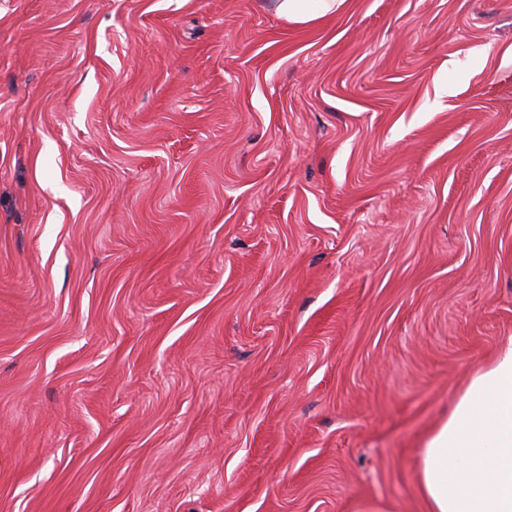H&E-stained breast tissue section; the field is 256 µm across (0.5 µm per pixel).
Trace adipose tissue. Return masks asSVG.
<instances>
[{
    "mask_svg": "<svg viewBox=\"0 0 512 512\" xmlns=\"http://www.w3.org/2000/svg\"><path fill=\"white\" fill-rule=\"evenodd\" d=\"M346 0H268L277 16L307 23ZM427 512H512V337L477 371L422 450Z\"/></svg>",
    "mask_w": 512,
    "mask_h": 512,
    "instance_id": "obj_1",
    "label": "adipose tissue"
}]
</instances>
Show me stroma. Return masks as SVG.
Wrapping results in <instances>:
<instances>
[{"mask_svg": "<svg viewBox=\"0 0 512 512\" xmlns=\"http://www.w3.org/2000/svg\"><path fill=\"white\" fill-rule=\"evenodd\" d=\"M512 336V0H0V512H426ZM279 17L296 23H307L340 11L346 0H267Z\"/></svg>", "mask_w": 512, "mask_h": 512, "instance_id": "35a3bbf8", "label": "stroma"}]
</instances>
